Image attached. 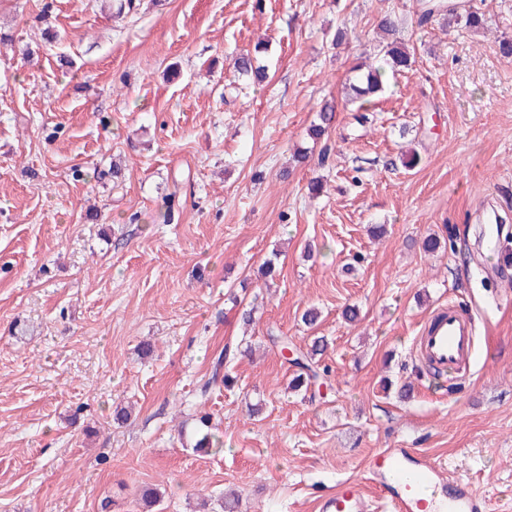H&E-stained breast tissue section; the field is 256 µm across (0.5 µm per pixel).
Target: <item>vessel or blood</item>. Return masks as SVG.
I'll return each mask as SVG.
<instances>
[{
    "instance_id": "b4317fda",
    "label": "vessel or blood",
    "mask_w": 512,
    "mask_h": 512,
    "mask_svg": "<svg viewBox=\"0 0 512 512\" xmlns=\"http://www.w3.org/2000/svg\"><path fill=\"white\" fill-rule=\"evenodd\" d=\"M430 365L461 372L470 364L474 336L469 318L453 305L437 307L416 343ZM367 482L375 498L366 497L360 482ZM363 481H344L318 499V512H373L380 500L389 512H487L485 499L470 483L447 476L438 462L417 448H384L375 453Z\"/></svg>"
}]
</instances>
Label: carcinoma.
Here are the masks:
<instances>
[{"label":"carcinoma","instance_id":"cac0c4a2","mask_svg":"<svg viewBox=\"0 0 512 512\" xmlns=\"http://www.w3.org/2000/svg\"><path fill=\"white\" fill-rule=\"evenodd\" d=\"M443 20L450 24L464 22L467 27H479L487 23L485 14L475 8L471 0H420L419 11L417 12V23L424 26L435 20ZM380 28L391 40L382 48V59L384 65L375 66L368 70L357 64L353 67L355 77L348 83V101L358 104V109L371 102V97L383 91L387 83L388 74H397L412 67L410 53L403 46L399 37V21L392 14L385 15L379 23ZM234 68L242 75L252 78L253 82L260 84L267 78L266 66L260 64L256 57L250 53H242L235 57ZM320 122L310 125L308 135L317 140L327 132L334 119V109L330 106L324 107L319 114ZM326 344L321 337H315L305 349L295 351L291 359L293 367V378L291 389L304 391L311 395L319 393V386L324 382V376L328 370L320 369L319 356L324 353ZM248 351L242 344L227 342L212 362V376L210 382H222L229 385L232 377L229 373H221L227 363L236 359ZM215 425L212 424L210 416L202 414L195 424L196 441L194 448L208 450L220 444L214 433Z\"/></svg>","mask_w":512,"mask_h":512}]
</instances>
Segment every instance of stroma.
Returning <instances> with one entry per match:
<instances>
[{
    "instance_id": "stroma-1",
    "label": "stroma",
    "mask_w": 512,
    "mask_h": 512,
    "mask_svg": "<svg viewBox=\"0 0 512 512\" xmlns=\"http://www.w3.org/2000/svg\"><path fill=\"white\" fill-rule=\"evenodd\" d=\"M115 2L0 0V512H142L147 487L156 512H224L229 492L234 512H316L382 448L512 512V266L475 246L486 212L512 232V0H473L481 30L418 27L417 0ZM388 12L415 62L361 114L345 85ZM246 52L261 87L232 66ZM243 280L264 296L247 328ZM448 304L475 354L438 381L413 342ZM246 334L234 387L210 384ZM272 334L325 337L326 395L288 392ZM204 412L220 452L192 449ZM241 342L242 340L237 344L226 342L224 347L214 357L212 362V376L209 380L210 383H217L223 367L225 368L226 364L236 359L238 355H243L248 351V344L242 349Z\"/></svg>"
}]
</instances>
